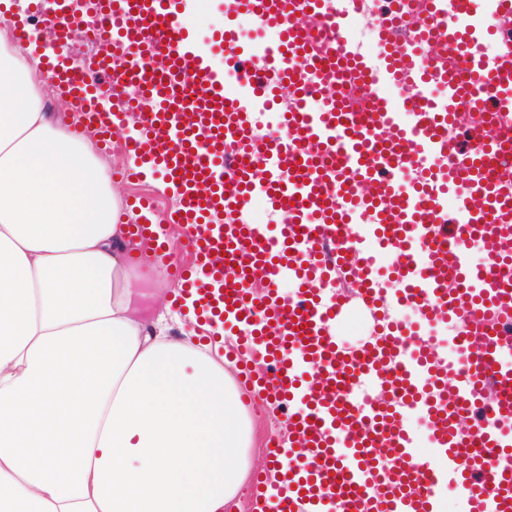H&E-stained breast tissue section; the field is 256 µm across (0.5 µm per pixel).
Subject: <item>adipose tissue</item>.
Masks as SVG:
<instances>
[{"label":"adipose tissue","mask_w":512,"mask_h":512,"mask_svg":"<svg viewBox=\"0 0 512 512\" xmlns=\"http://www.w3.org/2000/svg\"><path fill=\"white\" fill-rule=\"evenodd\" d=\"M0 29V512H237L252 422L223 340L139 315L95 142Z\"/></svg>","instance_id":"ef3b65f1"}]
</instances>
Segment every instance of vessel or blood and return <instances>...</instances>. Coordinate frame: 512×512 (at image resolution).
I'll list each match as a JSON object with an SVG mask.
<instances>
[{"mask_svg": "<svg viewBox=\"0 0 512 512\" xmlns=\"http://www.w3.org/2000/svg\"><path fill=\"white\" fill-rule=\"evenodd\" d=\"M35 0L33 19L53 31L58 51L48 75L85 105V131H108L105 113L88 107L94 94L129 90L141 113L135 154L160 168L179 194L172 218L187 247L214 280L183 279L202 313L229 321L243 350L264 347L273 382L254 376L260 400L287 406L288 428L305 442L289 461L276 512H444L455 492L465 512H512V336L486 328L512 319V45L487 65L475 0H427L429 15L414 38L399 42L412 0H390L368 58L347 36L348 11L335 0H226L218 32L227 67L198 49L184 0ZM316 19L311 30L297 14ZM275 30L264 57L243 48L240 15ZM94 18L99 50L93 66L69 61L68 32ZM322 32L324 40L313 37ZM439 43L447 69L430 70L427 49ZM349 73L360 80L376 116L365 123L340 97L308 105L326 81ZM409 87L388 97L386 87ZM296 100L282 112V88ZM488 113L490 124L459 140L448 128L457 109ZM457 211H449V200ZM287 218L279 235L267 225L224 222L255 203ZM482 258L474 260L470 243ZM350 263L367 292L364 306L388 302L384 273L400 282L398 297L423 319L472 320L449 337L408 342L387 322L382 338L356 352L337 343L330 327L347 304L324 288L336 267ZM288 273L296 287L252 294L253 274ZM496 396L484 398L487 387ZM389 393L377 399L376 390ZM425 413L427 447L404 421Z\"/></svg>", "mask_w": 512, "mask_h": 512, "instance_id": "vessel-or-blood-1", "label": "vessel or blood"}]
</instances>
